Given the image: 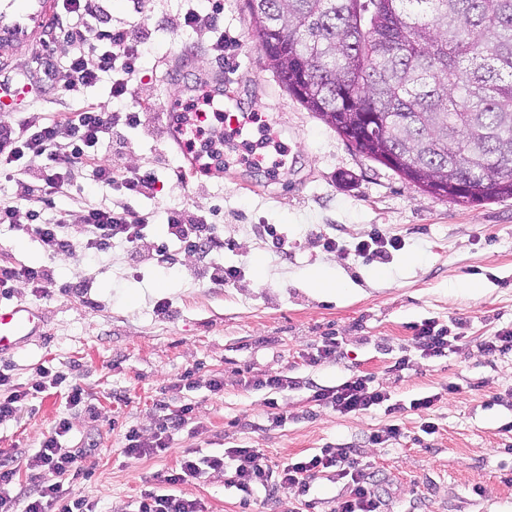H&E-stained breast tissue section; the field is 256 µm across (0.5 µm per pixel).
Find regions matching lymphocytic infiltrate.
Wrapping results in <instances>:
<instances>
[{
	"mask_svg": "<svg viewBox=\"0 0 512 512\" xmlns=\"http://www.w3.org/2000/svg\"><path fill=\"white\" fill-rule=\"evenodd\" d=\"M105 0H61L59 10L45 23L47 35L70 48L64 64L39 57L41 80H49L57 68H64L69 88L91 87L102 78L111 81V100L42 124L25 121L0 124V176L12 184L9 202L0 201V224L36 239L48 257L47 264L1 265L0 290L9 291L22 283L33 292L47 295L55 283L54 261L72 253L71 222L82 229L88 257L109 252L114 244L130 246L139 263L157 270L170 268V243L187 251L202 252L205 259L199 269L203 280L215 285L235 283L243 270L224 265L220 259L224 238L217 225L208 223L188 209L167 212L168 242L156 241L150 233L147 215L132 207L135 199H155L159 178L155 169L125 167L119 154L103 158L99 149L104 140H119L122 129L146 126L144 113L115 108L123 99L138 71V61L159 30L158 25L139 22L135 27L112 24L104 7ZM209 12H200L195 0H180L179 16L183 27L207 25L213 35L210 49L223 54L224 0H210ZM92 166L99 190L114 191L127 197V204L94 202L86 204L79 216L58 207L56 196L80 188L85 166ZM417 347L423 357L444 356L448 350L462 348L464 337L438 327L427 320L414 328ZM391 395L363 376L351 377L333 387L315 390L312 399L318 406L342 414L361 413L384 406L386 414L398 413ZM193 408L182 405L167 414L158 435L142 438L137 432L125 435L124 452L142 458L167 449L174 431L186 422ZM71 430L68 418H60L43 439L39 451L27 462L29 469L44 479L32 493L15 491V469L0 465V512H90L84 499L64 497L59 479L70 472L76 461L73 451L63 448L61 440ZM233 467L232 486L249 492L293 486L307 492L318 474L337 470L348 480V492L338 501L336 512H377L379 500L369 475L360 469L351 449L323 448L318 453L280 469L269 467L258 448H235L228 456L213 455L201 459H182L178 469L165 476V489L141 491L136 512H203L201 505L174 493L173 488L188 479L200 478L204 471Z\"/></svg>",
	"mask_w": 512,
	"mask_h": 512,
	"instance_id": "obj_1",
	"label": "lymphocytic infiltrate"
}]
</instances>
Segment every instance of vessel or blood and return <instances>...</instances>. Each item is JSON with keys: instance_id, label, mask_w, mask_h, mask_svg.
I'll list each match as a JSON object with an SVG mask.
<instances>
[{"instance_id": "vessel-or-blood-1", "label": "vessel or blood", "mask_w": 512, "mask_h": 512, "mask_svg": "<svg viewBox=\"0 0 512 512\" xmlns=\"http://www.w3.org/2000/svg\"><path fill=\"white\" fill-rule=\"evenodd\" d=\"M59 0H0V67L12 65L17 53L43 46L46 20ZM41 318L32 308L0 304V354L10 352L36 336Z\"/></svg>"}]
</instances>
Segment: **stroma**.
I'll list each match as a JSON object with an SVG mask.
<instances>
[{
    "label": "stroma",
    "instance_id": "1",
    "mask_svg": "<svg viewBox=\"0 0 512 512\" xmlns=\"http://www.w3.org/2000/svg\"><path fill=\"white\" fill-rule=\"evenodd\" d=\"M243 3L224 0V29L237 46L219 59L206 50L207 28H183L175 0H153L149 15L162 28L139 62L141 91L124 105L145 106L146 87L168 100L175 90L171 71L183 65L201 75L223 72L225 94L237 97L244 111L266 116L278 132L287 167L272 177L233 155L199 177L158 130L148 139L128 132L123 148L125 166L166 163L158 197L135 204L150 213L156 239L166 238L169 209L204 215L222 225L232 243L224 262L242 267L243 280L214 286L194 279L189 271L201 260L181 249L166 273L134 266L120 247L89 264L81 227L72 225L73 254L57 261L52 292L41 296L19 283L0 299L43 317L37 336L0 356V372L36 390L41 367L52 368L83 389L86 403L70 407L60 388L38 393L20 420L0 423V458L12 460L17 487L33 491L38 478L26 463L65 416L72 428L63 443L81 455L63 487L104 512H127L186 453L203 457L231 448L263 449L274 465L323 448L353 449L378 491L379 512H512V352L489 356L479 349L483 337L512 326V198L459 205L421 192L360 154L266 67ZM65 84L58 79L44 97H18L0 112V122H43L110 98L106 80L87 89ZM259 224L287 229V254L256 233ZM377 230L401 242L382 277L380 267L350 252ZM328 236L339 250L318 247ZM257 254L266 259L260 278L252 269ZM314 267L330 271L343 289L310 288L306 275ZM472 279L484 284L479 294L460 288ZM162 300L171 303L164 314L157 309ZM428 319L466 336L467 346L422 357L414 327ZM326 336L338 340V358L309 365L307 352ZM403 356L410 366L395 372ZM286 371L298 379L296 389L271 397L244 385ZM354 375L388 389L402 406L397 416L380 407L344 415L313 402L316 388ZM215 378L223 379L222 391H211ZM451 382L459 391L445 394ZM433 393L441 399L431 409H410L412 399ZM185 404L193 412L166 452L123 454L129 430L152 436L166 410ZM392 423L400 425V439L373 444L371 435ZM428 424L433 433H425ZM179 491L200 501L204 512H335L346 482L324 473L303 494L290 486L247 494L224 472L212 471Z\"/></svg>",
    "mask_w": 512,
    "mask_h": 512
}]
</instances>
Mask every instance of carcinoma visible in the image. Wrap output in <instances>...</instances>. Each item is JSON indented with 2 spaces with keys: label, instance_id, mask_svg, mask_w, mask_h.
I'll return each instance as SVG.
<instances>
[{
  "label": "carcinoma",
  "instance_id": "1",
  "mask_svg": "<svg viewBox=\"0 0 512 512\" xmlns=\"http://www.w3.org/2000/svg\"><path fill=\"white\" fill-rule=\"evenodd\" d=\"M269 67L371 160L405 154L449 199L512 198V0H257Z\"/></svg>",
  "mask_w": 512,
  "mask_h": 512
}]
</instances>
